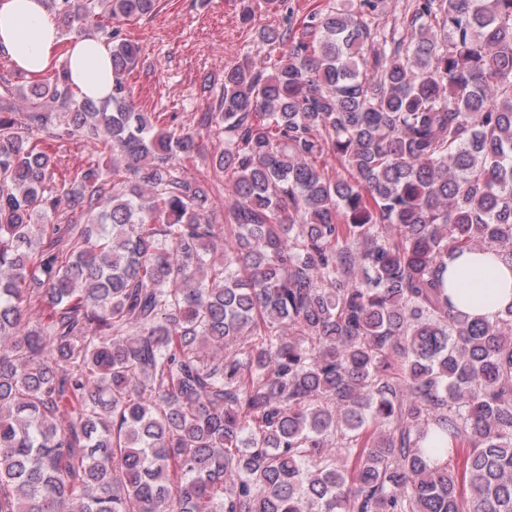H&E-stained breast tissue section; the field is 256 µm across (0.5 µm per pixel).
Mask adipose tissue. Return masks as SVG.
Returning a JSON list of instances; mask_svg holds the SVG:
<instances>
[{
	"label": "adipose tissue",
	"instance_id": "ef3b65f1",
	"mask_svg": "<svg viewBox=\"0 0 512 512\" xmlns=\"http://www.w3.org/2000/svg\"><path fill=\"white\" fill-rule=\"evenodd\" d=\"M0 53L31 76L66 61L81 96L102 101L112 91L107 47L91 38L63 39L47 0H0ZM446 285L454 305L476 318L491 321L512 306V264L490 250L449 261Z\"/></svg>",
	"mask_w": 512,
	"mask_h": 512
}]
</instances>
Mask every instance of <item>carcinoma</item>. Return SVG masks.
<instances>
[{
    "mask_svg": "<svg viewBox=\"0 0 512 512\" xmlns=\"http://www.w3.org/2000/svg\"><path fill=\"white\" fill-rule=\"evenodd\" d=\"M383 2L256 30L278 58L174 127L128 82L160 0H49L112 93L0 79V512H512V306L445 281L512 262V0ZM197 142L198 154L186 164L184 174L191 180L209 179L212 176L211 160L224 150V140L213 132L201 130ZM51 153H56L60 170L63 173L73 171L84 166L89 158V152L82 140L74 137L67 142L52 143ZM446 285L454 305L493 321L512 304V264L484 250L448 260Z\"/></svg>",
    "mask_w": 512,
    "mask_h": 512,
    "instance_id": "cac0c4a2",
    "label": "carcinoma"
}]
</instances>
